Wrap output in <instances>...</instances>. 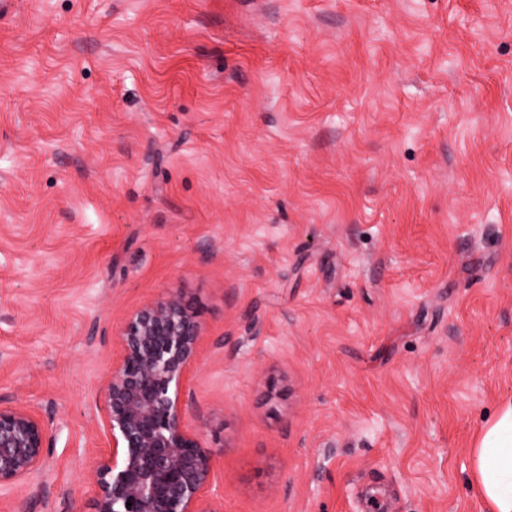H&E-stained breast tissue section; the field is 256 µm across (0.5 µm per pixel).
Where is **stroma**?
Returning <instances> with one entry per match:
<instances>
[{"mask_svg":"<svg viewBox=\"0 0 512 512\" xmlns=\"http://www.w3.org/2000/svg\"><path fill=\"white\" fill-rule=\"evenodd\" d=\"M0 512H92L128 312H200L185 422L224 512H488L512 400V0H13ZM471 477L490 512H512V402L480 431ZM43 422L20 404H0V492L42 470L47 453Z\"/></svg>","mask_w":512,"mask_h":512,"instance_id":"35a3bbf8","label":"stroma"}]
</instances>
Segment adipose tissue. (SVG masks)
<instances>
[{"label":"adipose tissue","instance_id":"obj_1","mask_svg":"<svg viewBox=\"0 0 512 512\" xmlns=\"http://www.w3.org/2000/svg\"><path fill=\"white\" fill-rule=\"evenodd\" d=\"M471 477L490 512H512V402L480 431Z\"/></svg>","mask_w":512,"mask_h":512}]
</instances>
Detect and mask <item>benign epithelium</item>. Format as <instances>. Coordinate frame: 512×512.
Instances as JSON below:
<instances>
[{
    "label": "benign epithelium",
    "mask_w": 512,
    "mask_h": 512,
    "mask_svg": "<svg viewBox=\"0 0 512 512\" xmlns=\"http://www.w3.org/2000/svg\"><path fill=\"white\" fill-rule=\"evenodd\" d=\"M200 336L198 312L179 293L147 302L119 327L120 357L102 393L112 452L88 473L93 512H224L214 457L184 422L182 390ZM46 453L43 422L20 404H0V491L40 472Z\"/></svg>",
    "instance_id": "benign-epithelium-1"
}]
</instances>
